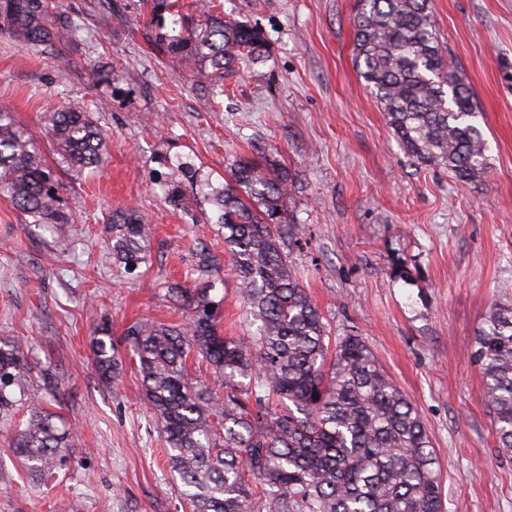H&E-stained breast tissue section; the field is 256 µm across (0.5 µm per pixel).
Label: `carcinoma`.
<instances>
[{
  "instance_id": "1",
  "label": "carcinoma",
  "mask_w": 512,
  "mask_h": 512,
  "mask_svg": "<svg viewBox=\"0 0 512 512\" xmlns=\"http://www.w3.org/2000/svg\"><path fill=\"white\" fill-rule=\"evenodd\" d=\"M220 8L195 0L185 12L179 0H150L154 50L208 79L216 96L224 94V81L270 58L263 29ZM353 28L355 66L408 155L447 169L461 183L480 177L487 142L471 88L444 60L430 0H356ZM84 31L53 0H0V34L43 58L59 59V47L82 40ZM46 127L74 175L100 167L106 143L93 113L70 102L46 115ZM159 163L168 169L160 181L166 201L184 207L177 177L196 180L194 164L167 155ZM199 187L214 206L206 223L224 232L255 333L219 332L224 300L212 291L221 260L198 237L194 287L167 288L186 320L172 326L143 319L121 340L138 364L188 512H443L436 457L420 415L362 337L331 341L321 311L288 264V168L238 156L223 183ZM0 196L27 224L60 234L76 223L57 167L4 110ZM105 233L116 272L131 275L148 262L153 229L138 210H113ZM192 352L208 363L209 383L192 381ZM91 353L104 380L119 378L124 358L108 323L95 328ZM473 358L498 448L511 452V306L491 308L478 327ZM32 379L22 345L0 340V440L42 480L71 459L77 435L45 407L46 395L59 390L56 373L39 370L42 395L30 392ZM286 400L295 410L272 411V402Z\"/></svg>"
}]
</instances>
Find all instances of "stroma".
<instances>
[{
    "mask_svg": "<svg viewBox=\"0 0 512 512\" xmlns=\"http://www.w3.org/2000/svg\"><path fill=\"white\" fill-rule=\"evenodd\" d=\"M262 27L271 58L228 80L220 102L205 78L155 55L143 0H61L93 43L64 44L61 62L0 36V109L53 148L42 117L88 103L106 137L96 174L66 178L76 217L68 238L25 223L0 198V339L27 341L61 376V414L78 427L66 468L32 481L0 447V512H186L145 403L133 357L105 383L89 342L140 318L180 323L166 287H192L193 219L212 205L190 194L173 210L154 183L158 154L190 156L198 180L233 157L268 150L295 186L288 262L332 336L360 335L424 421L441 468L446 512H512V453L501 452L473 359L491 306L512 305V0H431L448 63L469 83L488 142L473 183L416 164L352 57L355 0H222ZM120 17H113V9ZM133 207L154 229L151 256L117 276L104 225ZM219 329L249 330L239 283L224 274Z\"/></svg>",
    "mask_w": 512,
    "mask_h": 512,
    "instance_id": "35a3bbf8",
    "label": "stroma"
}]
</instances>
